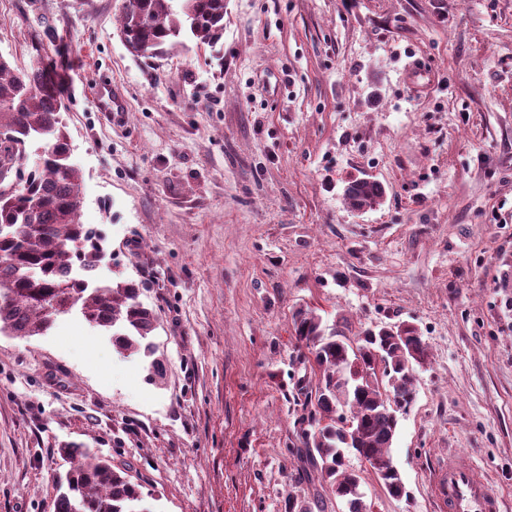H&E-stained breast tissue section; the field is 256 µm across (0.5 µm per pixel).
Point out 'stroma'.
I'll list each match as a JSON object with an SVG mask.
<instances>
[{"mask_svg": "<svg viewBox=\"0 0 512 512\" xmlns=\"http://www.w3.org/2000/svg\"><path fill=\"white\" fill-rule=\"evenodd\" d=\"M124 6L0 0V57L60 65L97 275L143 283L164 375L75 314L0 334V512H53L66 445L155 512H346L300 459V307L427 345L390 449L408 494L366 475L372 512H438L451 455L512 512V0H225L216 45L150 60ZM363 176L386 194L357 212ZM385 189L381 183L371 178L355 179L344 187L346 203L354 210L373 209L381 204Z\"/></svg>", "mask_w": 512, "mask_h": 512, "instance_id": "obj_1", "label": "stroma"}]
</instances>
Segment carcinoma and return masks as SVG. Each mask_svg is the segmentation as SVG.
Here are the masks:
<instances>
[{"label": "carcinoma", "mask_w": 512, "mask_h": 512, "mask_svg": "<svg viewBox=\"0 0 512 512\" xmlns=\"http://www.w3.org/2000/svg\"><path fill=\"white\" fill-rule=\"evenodd\" d=\"M119 25L133 56L159 58L188 40L217 43L224 35V0H127ZM59 83V75L39 62L19 68L0 58V333L43 335L57 317L75 313L110 336L120 352L149 356L147 339L157 318L140 301L142 284L112 280L88 288L62 275L76 261L78 268L95 271L106 249L97 230L81 222L82 175L69 162ZM33 141L45 146L30 167L27 146ZM384 194L371 178L355 179L343 191L358 211L380 205ZM292 321L316 376L315 427L305 434L313 465L346 500L348 512H369L362 472L345 463L349 451L389 496L406 495L389 449L399 415L415 398L411 353L427 358L422 336L408 326L397 340L377 325L351 340L344 319L328 326L304 308L293 312ZM60 452L73 466L54 512H150L140 485L126 472L81 448Z\"/></svg>", "instance_id": "obj_1"}]
</instances>
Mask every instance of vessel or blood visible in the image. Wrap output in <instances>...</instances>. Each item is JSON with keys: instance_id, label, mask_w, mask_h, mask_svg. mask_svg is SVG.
Instances as JSON below:
<instances>
[{"instance_id": "vessel-or-blood-1", "label": "vessel or blood", "mask_w": 512, "mask_h": 512, "mask_svg": "<svg viewBox=\"0 0 512 512\" xmlns=\"http://www.w3.org/2000/svg\"><path fill=\"white\" fill-rule=\"evenodd\" d=\"M432 490L440 512H500L489 485L453 458L434 473Z\"/></svg>"}]
</instances>
